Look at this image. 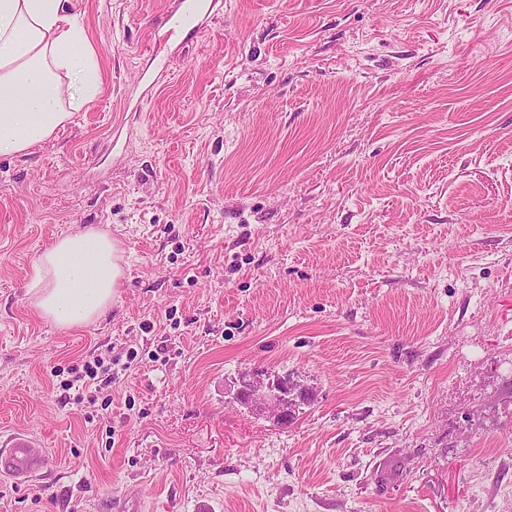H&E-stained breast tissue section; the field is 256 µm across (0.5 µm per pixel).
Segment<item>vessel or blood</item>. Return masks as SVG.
I'll return each mask as SVG.
<instances>
[{"label":"vessel or blood","instance_id":"vessel-or-blood-1","mask_svg":"<svg viewBox=\"0 0 512 512\" xmlns=\"http://www.w3.org/2000/svg\"><path fill=\"white\" fill-rule=\"evenodd\" d=\"M211 9L207 0H172L166 23L200 32V18ZM50 463L49 450L33 433L17 430L0 436V477L25 486L40 477Z\"/></svg>","mask_w":512,"mask_h":512}]
</instances>
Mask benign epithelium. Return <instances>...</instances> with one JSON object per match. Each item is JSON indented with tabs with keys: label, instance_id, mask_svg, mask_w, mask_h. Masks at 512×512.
Masks as SVG:
<instances>
[{
	"label": "benign epithelium",
	"instance_id": "benign-epithelium-1",
	"mask_svg": "<svg viewBox=\"0 0 512 512\" xmlns=\"http://www.w3.org/2000/svg\"><path fill=\"white\" fill-rule=\"evenodd\" d=\"M235 385V398L241 404L261 412L271 411L278 423L288 419V403L304 395L303 390L287 377L262 370L241 374Z\"/></svg>",
	"mask_w": 512,
	"mask_h": 512
}]
</instances>
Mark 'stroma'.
<instances>
[{"mask_svg": "<svg viewBox=\"0 0 512 512\" xmlns=\"http://www.w3.org/2000/svg\"><path fill=\"white\" fill-rule=\"evenodd\" d=\"M66 6L100 92L0 155V433L52 458L0 512H512V0ZM91 226L123 277L62 330L35 264ZM172 6L166 12V23L176 27H191L195 35L201 33L200 18L209 13L212 3L207 0H173ZM235 385L234 395L241 404L261 412L268 409L275 421L284 425L289 421L288 402H295L304 395L303 390L287 376L272 375L263 370L241 374Z\"/></svg>", "mask_w": 512, "mask_h": 512, "instance_id": "35a3bbf8", "label": "stroma"}]
</instances>
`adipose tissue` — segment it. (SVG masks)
I'll return each instance as SVG.
<instances>
[{
    "label": "adipose tissue",
    "mask_w": 512,
    "mask_h": 512,
    "mask_svg": "<svg viewBox=\"0 0 512 512\" xmlns=\"http://www.w3.org/2000/svg\"><path fill=\"white\" fill-rule=\"evenodd\" d=\"M99 90L95 53L64 0H0V154L49 139ZM121 275L111 236L87 228L40 254L30 292L45 320L73 328L105 313Z\"/></svg>",
    "instance_id": "adipose-tissue-1"
}]
</instances>
